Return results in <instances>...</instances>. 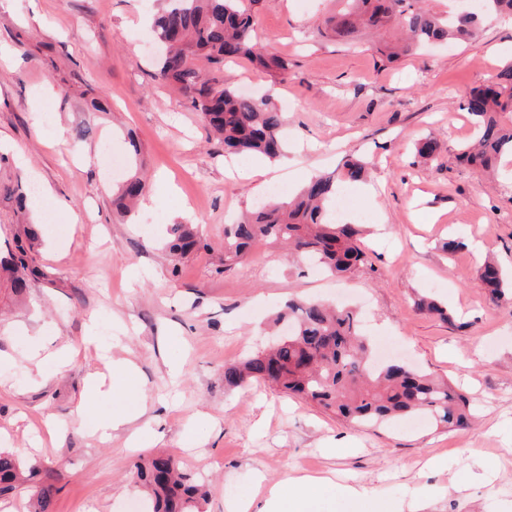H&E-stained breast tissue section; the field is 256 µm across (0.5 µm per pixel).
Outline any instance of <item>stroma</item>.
Returning a JSON list of instances; mask_svg holds the SVG:
<instances>
[{
  "instance_id": "obj_1",
  "label": "stroma",
  "mask_w": 512,
  "mask_h": 512,
  "mask_svg": "<svg viewBox=\"0 0 512 512\" xmlns=\"http://www.w3.org/2000/svg\"><path fill=\"white\" fill-rule=\"evenodd\" d=\"M159 7L0 0V176L51 189L42 210L56 197L72 207L40 227L26 302L0 301V448L40 463L52 512H129L142 496L134 465L157 452L211 487L206 512H226L258 477L302 475L329 480L313 512L416 495L432 497L428 512H512V303H492L478 281L489 257L512 273V157L491 181L456 159L474 133L461 96L512 60V23L486 18L473 42L407 52L393 28L338 40L325 28L338 0L256 5L258 41L288 74L245 58L224 73L284 114L287 148L265 184L296 190L348 155L374 163L372 193L345 190L373 213L366 260L336 279L267 242L225 269L224 225L258 200L253 160L226 161L158 79L146 20ZM428 136L441 151L426 160L416 145ZM135 173L160 203L124 218L112 192ZM180 223L197 225L204 245L174 263L165 244ZM451 237L464 246L448 255ZM420 293L452 322L419 313ZM341 295L369 339H394L401 360L459 387L474 425L354 426L262 383L225 386V364L265 346L289 300ZM107 354L134 374L107 370ZM130 398L139 417L100 440L97 412ZM347 485L366 487L367 501L344 498Z\"/></svg>"
}]
</instances>
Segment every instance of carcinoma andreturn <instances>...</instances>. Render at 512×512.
Wrapping results in <instances>:
<instances>
[{
    "label": "carcinoma",
    "instance_id": "1",
    "mask_svg": "<svg viewBox=\"0 0 512 512\" xmlns=\"http://www.w3.org/2000/svg\"><path fill=\"white\" fill-rule=\"evenodd\" d=\"M489 13L512 18V0H483L479 12H450L446 18L412 5V0H345V7L325 24L345 40L361 26L376 31L396 26L407 36L409 52L426 43L474 40L482 17ZM152 27L164 46L159 77L200 114L209 136L224 152L277 158L283 145V113L270 96L244 94L221 75L224 60L232 58H248L274 76L288 75V61L258 46L254 13L243 7L242 0H167ZM463 100L473 117L475 136L458 160L491 174L503 155H512V125L501 119L506 112L512 114V64L499 71L495 82L465 91ZM367 171L368 162L346 157L336 170L311 177L295 194L269 197L224 225V269L239 265L253 242L265 239L288 245L291 254L336 277L350 274L365 259L360 246L365 225L338 222L331 212L340 185L363 180ZM144 188L143 178L127 179L117 192L120 207L128 208ZM29 193L21 181L0 179V198L14 201L20 210L27 209ZM37 241V232L27 228L14 238L15 250L0 256V293L7 292L10 299L26 295L25 272L34 260ZM200 245L194 227L178 224L167 250L179 259ZM480 281L492 302L512 297V282L496 264H485ZM415 306L423 314L449 318L448 306L428 295L418 296ZM275 322L287 324L288 332L270 347L224 365L225 385L262 380L367 427L415 416L448 430L470 425L467 396L447 382L399 361L375 363L372 345L353 310L333 307L319 298L298 299L277 312ZM40 472L38 463L0 450V495L29 485L35 488L34 512H50L53 487L37 484ZM137 473L151 497L153 512H204L209 491L173 456L156 455L137 465Z\"/></svg>",
    "mask_w": 512,
    "mask_h": 512
}]
</instances>
